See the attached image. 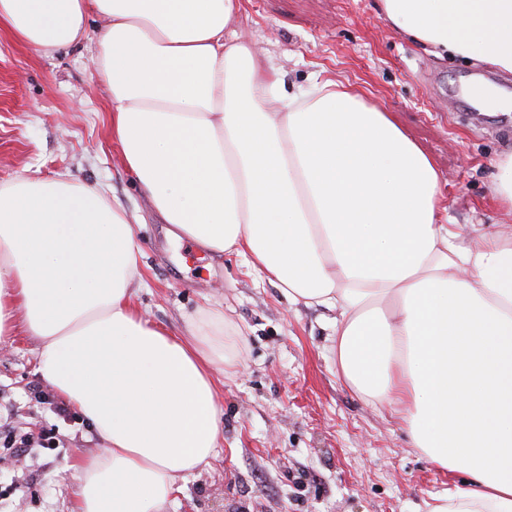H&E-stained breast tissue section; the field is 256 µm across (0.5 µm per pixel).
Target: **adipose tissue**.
Returning <instances> with one entry per match:
<instances>
[{
	"label": "adipose tissue",
	"mask_w": 512,
	"mask_h": 512,
	"mask_svg": "<svg viewBox=\"0 0 512 512\" xmlns=\"http://www.w3.org/2000/svg\"><path fill=\"white\" fill-rule=\"evenodd\" d=\"M241 0H0V32L44 53L103 17L112 138L173 237L235 253L292 304L334 311L336 366L436 468L466 475L428 512H512V154L503 224H445L439 174L394 113L328 80L288 92L230 38ZM433 54L512 72V0H380ZM126 212L57 180L0 187V347L40 342L37 372L99 453L73 512H169L224 439V317L192 334L146 319Z\"/></svg>",
	"instance_id": "adipose-tissue-1"
}]
</instances>
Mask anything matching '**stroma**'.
I'll list each match as a JSON object with an SVG mask.
<instances>
[{"instance_id": "1", "label": "stroma", "mask_w": 512, "mask_h": 512, "mask_svg": "<svg viewBox=\"0 0 512 512\" xmlns=\"http://www.w3.org/2000/svg\"><path fill=\"white\" fill-rule=\"evenodd\" d=\"M104 22L90 16L82 41L50 55L0 33V186L25 178L95 187L135 226L145 284L137 304L186 334L199 310L224 314V345L239 365L218 374L224 442L208 466L180 482L175 512H426L460 485L412 448L399 418L373 407L336 373L332 311L288 304L243 257L201 253L165 226L113 144L110 94L98 74ZM231 29L264 49L287 89L326 80L363 90L395 113L430 156L452 224L497 231L491 192L497 161L512 151V111L469 112L461 89L476 80L512 93V73L440 59L389 27L378 0H242ZM38 341L0 348V405L14 426H58V447L37 449V479L0 466V512H71L72 467L101 444L76 413L57 420L36 372Z\"/></svg>"}]
</instances>
